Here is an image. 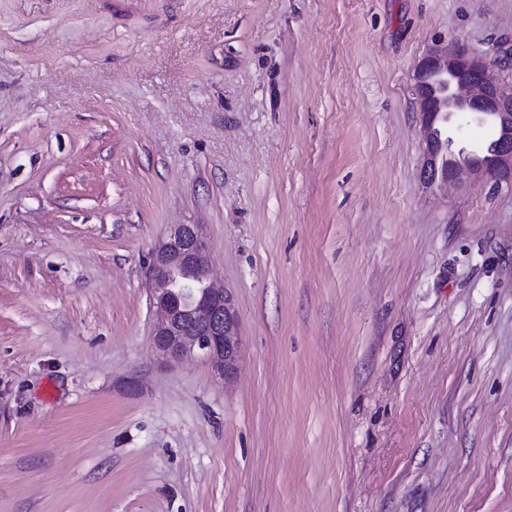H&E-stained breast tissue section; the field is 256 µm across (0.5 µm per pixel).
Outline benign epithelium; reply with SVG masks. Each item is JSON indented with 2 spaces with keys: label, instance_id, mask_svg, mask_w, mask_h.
Masks as SVG:
<instances>
[{
  "label": "benign epithelium",
  "instance_id": "obj_1",
  "mask_svg": "<svg viewBox=\"0 0 512 512\" xmlns=\"http://www.w3.org/2000/svg\"><path fill=\"white\" fill-rule=\"evenodd\" d=\"M412 91L425 133L420 179L427 187L487 177L512 185V87L500 81L495 63L463 45L453 52L433 45L414 70ZM462 114L476 122L492 118L495 139L454 148L448 132ZM207 252L200 224H171L152 248L151 345L165 366L200 358L227 381L242 357L239 317L232 294L213 279Z\"/></svg>",
  "mask_w": 512,
  "mask_h": 512
}]
</instances>
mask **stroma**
<instances>
[{
    "mask_svg": "<svg viewBox=\"0 0 512 512\" xmlns=\"http://www.w3.org/2000/svg\"><path fill=\"white\" fill-rule=\"evenodd\" d=\"M512 0H0V512H512V185L419 178ZM202 225L242 358L163 367Z\"/></svg>",
    "mask_w": 512,
    "mask_h": 512,
    "instance_id": "stroma-1",
    "label": "stroma"
}]
</instances>
